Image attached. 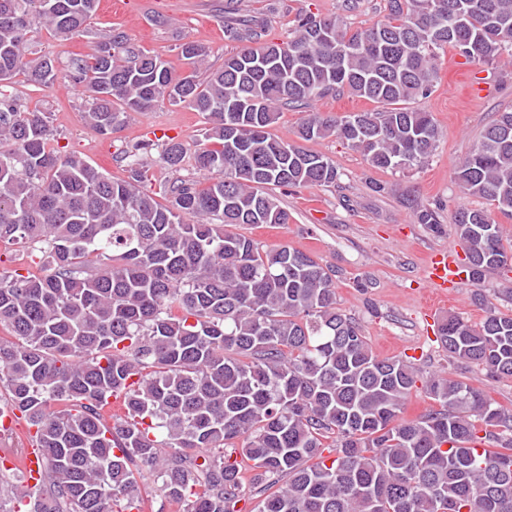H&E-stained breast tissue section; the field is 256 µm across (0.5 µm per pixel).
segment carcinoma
<instances>
[{
    "label": "carcinoma",
    "instance_id": "obj_1",
    "mask_svg": "<svg viewBox=\"0 0 512 512\" xmlns=\"http://www.w3.org/2000/svg\"><path fill=\"white\" fill-rule=\"evenodd\" d=\"M98 5L0 0V83L23 71L52 86L53 61L27 59L32 18L67 40L87 34ZM386 11L357 30L304 16L282 42L240 19L224 34L244 46L205 75L200 44L181 45L189 72L178 76L121 32L99 37L68 74L87 126L108 137L127 113L166 101L207 120L193 150L162 141L173 177L156 193L142 190L151 141L121 151L125 176L109 177L51 146L47 112L0 97V241L41 253L34 268L0 272V396L45 458L33 486L0 458V512L26 499L28 512H133L148 475L182 512H239L248 486L258 512H512V409L433 375L424 393L438 409L403 417L414 372L373 352L337 307L333 271L235 232L290 223L273 187L336 184V165L306 142L334 137L377 169L418 167L440 132L413 103L433 92L440 55L492 65L512 51V0H387ZM345 92L383 108L307 112L298 140L271 134L284 110ZM189 155L206 186L180 174ZM454 179L489 205L452 218L479 285L512 267L492 216H512V110ZM415 220L440 230L432 209ZM479 300L480 322L445 316L438 339L452 358L511 378L512 315Z\"/></svg>",
    "mask_w": 512,
    "mask_h": 512
}]
</instances>
